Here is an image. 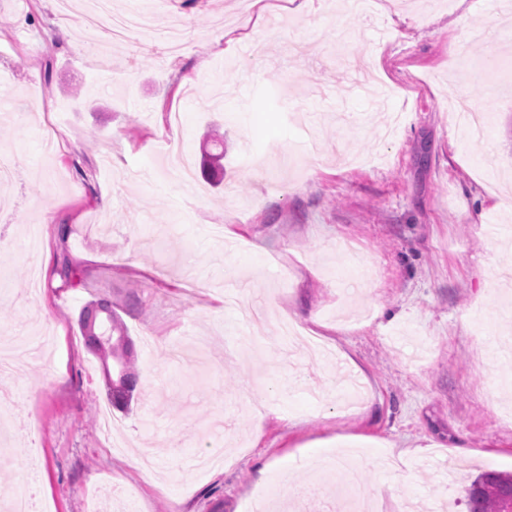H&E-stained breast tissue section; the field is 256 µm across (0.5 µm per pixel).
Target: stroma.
<instances>
[{
	"instance_id": "obj_1",
	"label": "stroma",
	"mask_w": 512,
	"mask_h": 512,
	"mask_svg": "<svg viewBox=\"0 0 512 512\" xmlns=\"http://www.w3.org/2000/svg\"><path fill=\"white\" fill-rule=\"evenodd\" d=\"M58 10L0 0V338L44 340L6 383L0 490L245 512L276 488L268 512H343L320 459L347 437L376 512H467L478 474L512 472V243L489 235L512 226V21L490 0H112L151 20L116 45L84 0ZM100 299L133 343L123 410L79 326ZM286 317L331 355L272 343ZM289 466L325 493L293 495Z\"/></svg>"
}]
</instances>
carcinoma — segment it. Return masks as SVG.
I'll return each mask as SVG.
<instances>
[{"instance_id":"1","label":"carcinoma","mask_w":512,"mask_h":512,"mask_svg":"<svg viewBox=\"0 0 512 512\" xmlns=\"http://www.w3.org/2000/svg\"><path fill=\"white\" fill-rule=\"evenodd\" d=\"M224 151L204 153L203 169L211 176L224 173ZM102 313L93 315L91 306H86L80 316V328L86 345L106 365L113 358L120 359L124 370L122 391H108L113 405L128 406L137 377L132 362L133 346L119 319L112 315V303L106 299L94 302ZM468 512H512V474L486 471L478 476L467 490Z\"/></svg>"}]
</instances>
